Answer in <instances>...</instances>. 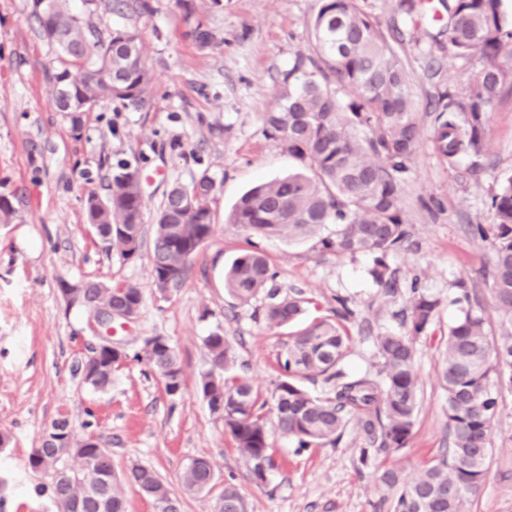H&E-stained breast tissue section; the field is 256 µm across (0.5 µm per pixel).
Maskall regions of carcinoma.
I'll list each match as a JSON object with an SVG mask.
<instances>
[{"mask_svg": "<svg viewBox=\"0 0 512 512\" xmlns=\"http://www.w3.org/2000/svg\"><path fill=\"white\" fill-rule=\"evenodd\" d=\"M31 0L30 16L47 39L59 31L64 56L50 76L51 100L57 111L59 88L70 91L72 112H88L107 100L124 108L144 109L153 91L141 37L136 29L114 28L102 35L72 14L67 0H49L46 12ZM448 13V49L468 59L480 55L485 64L457 92L434 84L431 96L437 154L454 167L462 160L480 166L487 152L490 112L503 96L512 94V70L498 59L512 57V19L503 0H444ZM148 0H112V11L143 14ZM312 53L300 58L280 81L278 102L264 116V133L298 163L284 178L261 183L234 206L229 223L262 236L290 242L317 235L328 224L336 232L318 245L338 254L369 253L371 270L385 293L396 292L397 279L387 257L410 242L401 182L419 145L420 120L410 92L411 75L400 54L401 32L386 31L361 5V0H323L314 17ZM139 168L118 165L110 194L84 199L87 223L98 224L106 242L122 258L139 257L129 247L132 236H143L145 203ZM214 188L204 175L190 186L175 184L153 218L151 261L156 288L165 293L180 283L191 257L210 237L213 218L208 205ZM494 265L493 298L503 319L491 336L480 307L468 306L448 328L439 382L448 400V448L418 477L406 480L387 469L380 481L395 491L394 512H468L470 497L483 484L492 451V426L503 389H512V175L492 196ZM274 278L267 257L257 248L236 256L224 275V288L233 299L248 303ZM406 331L375 337L382 369L349 376L339 367L347 330L327 318L315 319L288 336L279 358L280 378L272 399L282 435L305 450L325 442L353 420L362 425L372 451L408 446L419 408L420 385L415 368L416 344L433 324L439 299L413 282ZM273 299L264 311L268 324L286 326L304 310L300 297ZM140 311L142 294L133 285L108 287L94 283L83 291L76 307L90 311L106 305ZM152 337L144 350L148 366L164 382L168 394L183 390L182 368L174 349ZM211 370L200 381L209 410L224 419L254 483H265L264 471L276 468L269 452L267 401L246 379L228 376L235 352L224 334L205 338ZM112 358L106 349H91L82 368L83 380L97 391L112 387ZM322 380L326 390L314 395L302 380ZM30 468L45 479L58 512H126L123 487L131 485L153 501L180 507L179 499L157 473L132 464L118 472L112 450L99 439L73 438L60 450L44 444L32 450ZM185 491L211 489L214 472L204 457L180 475ZM214 512H247L238 487L224 482Z\"/></svg>", "mask_w": 512, "mask_h": 512, "instance_id": "cac0c4a2", "label": "carcinoma"}]
</instances>
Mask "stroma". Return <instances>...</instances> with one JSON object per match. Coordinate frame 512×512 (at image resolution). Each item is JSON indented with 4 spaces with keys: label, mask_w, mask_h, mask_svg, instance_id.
Here are the masks:
<instances>
[{
    "label": "stroma",
    "mask_w": 512,
    "mask_h": 512,
    "mask_svg": "<svg viewBox=\"0 0 512 512\" xmlns=\"http://www.w3.org/2000/svg\"><path fill=\"white\" fill-rule=\"evenodd\" d=\"M149 2L150 12L136 16L109 11L105 0H69L72 13L101 31L137 28L155 77L145 110L102 101L74 119L50 102L49 77L60 51L38 32L28 0H0V195L16 210L11 223H0V433L8 437L0 449V512H57L49 494L38 493L42 478L28 458L62 418L77 436L106 440L116 468L133 462L153 468L177 495L180 512H212L215 494L230 478L248 512H393L379 480L383 470L416 476L448 446L447 396L437 372L448 328L461 313L457 280L480 299L489 334L498 333L491 245L472 227L493 224L490 197L512 174V96L491 112L488 151L477 172L465 161L448 167L433 146L429 61L441 60V78L453 88L484 61L449 52L440 0H431L417 25L400 0H366L383 27L402 33L420 117L419 147L403 184L411 244L388 258L399 283L398 293L388 296L369 273L370 254L339 255L311 240H258L227 221L244 192L297 168L265 136L264 115L277 103L283 73L308 54L310 23L322 0ZM203 32L208 40H200ZM125 161L139 164L151 209L174 184L205 175L215 181L213 233L191 257L185 279L164 294L154 284L149 247L123 259L85 218L84 194L107 197L112 172ZM253 239L277 273L273 287L280 296L304 298V321L335 317L338 299H346L353 342L340 366L350 376L379 369L373 338L403 331L412 282L439 299L438 315L416 345L420 405L406 448L380 453L365 466L366 435L356 424H348L336 443L301 452L275 432L270 442L278 467L267 483L252 481L223 418L210 412L198 387L209 368L204 339L217 330L235 348L232 373L262 397L280 376L277 359L289 330L266 323L268 297L242 305L224 291L225 269ZM63 280L136 286L141 311L132 322L91 326L88 312L68 308L58 287ZM153 336L176 351L180 395H168L146 363L143 346ZM104 337L120 343L127 358L114 371L111 389L100 392L83 382L82 364ZM492 440L488 477L471 512H512V391L502 393ZM200 456L214 469L212 491L183 492L178 476Z\"/></svg>",
    "instance_id": "1"
}]
</instances>
